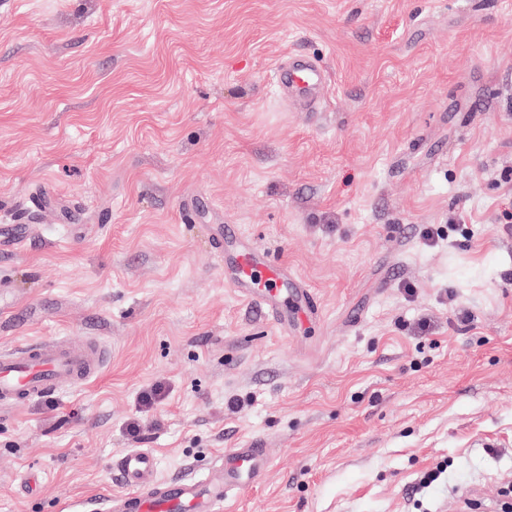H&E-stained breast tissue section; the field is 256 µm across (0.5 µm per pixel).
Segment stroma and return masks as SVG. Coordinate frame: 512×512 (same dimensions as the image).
Masks as SVG:
<instances>
[{
  "label": "stroma",
  "instance_id": "35a3bbf8",
  "mask_svg": "<svg viewBox=\"0 0 512 512\" xmlns=\"http://www.w3.org/2000/svg\"><path fill=\"white\" fill-rule=\"evenodd\" d=\"M294 53L327 72L319 111L278 92ZM508 170L512 0H0V225L33 229L0 252V299L33 310L0 348L109 351L0 410V512L93 498L129 449L167 480L254 440L271 468L224 512H500ZM225 224L310 316L280 330L231 288Z\"/></svg>",
  "mask_w": 512,
  "mask_h": 512
}]
</instances>
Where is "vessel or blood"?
Here are the masks:
<instances>
[{
  "instance_id": "b4317fda",
  "label": "vessel or blood",
  "mask_w": 512,
  "mask_h": 512,
  "mask_svg": "<svg viewBox=\"0 0 512 512\" xmlns=\"http://www.w3.org/2000/svg\"><path fill=\"white\" fill-rule=\"evenodd\" d=\"M275 74L284 93L316 109L318 93L327 82L323 68L295 54L279 63ZM27 236L26 225L0 226V250L20 246ZM224 267L240 295L268 307L279 327L288 326L290 315L314 308L313 292L286 264L271 261L250 246L241 245ZM106 360L107 350L96 340L72 349L58 340L42 339L0 352V405L27 404L62 387L85 383L99 374ZM270 464L268 449L252 442L225 451L210 481H160L152 452L128 450L112 463L117 489L105 491L100 512H222L225 498L260 481Z\"/></svg>"
}]
</instances>
